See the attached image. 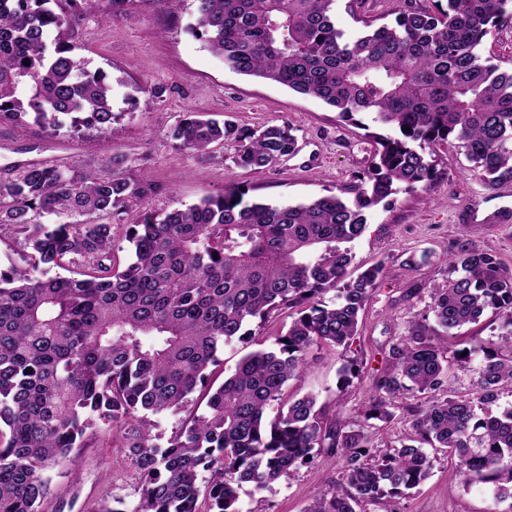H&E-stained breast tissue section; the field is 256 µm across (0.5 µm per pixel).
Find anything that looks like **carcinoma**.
I'll list each match as a JSON object with an SVG mask.
<instances>
[{"label":"carcinoma","instance_id":"carcinoma-1","mask_svg":"<svg viewBox=\"0 0 512 512\" xmlns=\"http://www.w3.org/2000/svg\"><path fill=\"white\" fill-rule=\"evenodd\" d=\"M140 2L0 0V126L59 129L69 116L108 132L117 118L112 82L74 54L78 26ZM335 5L192 0L190 30L238 74L319 99L345 122L370 114L395 130L372 133L370 165L346 196L271 205L229 186L164 214L145 210L127 225L132 252L121 262L113 225L69 218L117 216L159 192L125 156L101 153L82 167L32 163L0 177V232L31 249L27 265H0V512H42L47 472L67 461L77 474L80 451L114 429L139 476L134 512H242L243 486L262 493L316 458L338 456L342 482L305 512H357L423 484L433 465L427 446L448 453L463 485L512 500V405L493 410L501 385L512 383V266L469 239L456 243L447 280L428 288L433 323L408 321L374 378L368 421L387 422L398 402L427 396L405 405L407 441L378 456L367 427L313 395L285 399L311 348L348 347L360 335L383 265L354 273L351 243L377 207L433 182L434 148L462 149L491 190L512 184V69L478 53L512 24V0H447L401 10L393 24L359 17L354 37L336 28ZM170 137L202 159L230 140L232 163L255 171L296 149L286 122L253 129L193 111ZM45 216L55 221H39ZM67 263L80 272L36 275ZM487 310L495 333L473 337L462 355L447 337ZM285 312L288 329L272 346L245 355L213 387L224 346ZM462 362L475 379L467 395L446 387ZM181 412L188 419L166 446L156 444L149 416Z\"/></svg>","mask_w":512,"mask_h":512}]
</instances>
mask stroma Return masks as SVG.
I'll return each instance as SVG.
<instances>
[{
  "label": "stroma",
  "mask_w": 512,
  "mask_h": 512,
  "mask_svg": "<svg viewBox=\"0 0 512 512\" xmlns=\"http://www.w3.org/2000/svg\"><path fill=\"white\" fill-rule=\"evenodd\" d=\"M395 0H348L336 4V25L346 34L360 33L357 16L368 14L393 22ZM190 0L180 11L157 12L150 0L117 19L88 15L79 37L78 58L89 69L110 75L114 110L118 117L107 133L92 128L63 127L53 132L34 125L0 127V174L15 167L51 161L81 166L107 145L112 153L127 155L128 165L157 182L160 190L148 202L150 210L163 212L197 203L208 194L232 185L257 202L298 203L328 193H340L357 172L367 169L375 143L368 126L370 117L357 123L338 119L318 100L287 87L252 79L225 67L221 58L205 49L192 32ZM159 91L152 105H145L144 89ZM204 112L220 119L230 117L239 125L261 128L289 124L297 138L294 155L261 172L237 168L231 158L236 146L227 142L213 149L203 161L174 148L172 128L183 112ZM438 178L425 190L400 193L389 210L376 209L365 233L352 245L357 264L384 266L382 284L363 314L360 342L350 350H312L299 377L289 381L288 396L313 394L319 404L336 411L346 421L360 424L373 393L372 377L385 365L390 341L403 334L407 321L425 315L431 302L427 285L442 282L454 259L453 245L468 238L512 263V224H475L471 212L493 209L497 198L473 175L463 151L453 147L436 150ZM430 251L428 264L410 268L411 256ZM287 315L273 316L254 336L225 346L222 364L214 378L223 382L246 354L258 346H270L274 336L287 329ZM363 362L360 376L341 383L344 361ZM432 474L410 494L367 505L366 512H512L507 504L492 505L482 490L464 486L447 453L431 450ZM51 494L44 512H82L81 504L92 488L109 492L134 512L139 502L138 474L127 449L103 443L82 451L77 476L67 465L49 473ZM342 467L313 462L294 470L271 490H243V512H304L326 488L338 483Z\"/></svg>",
  "instance_id": "1"
}]
</instances>
